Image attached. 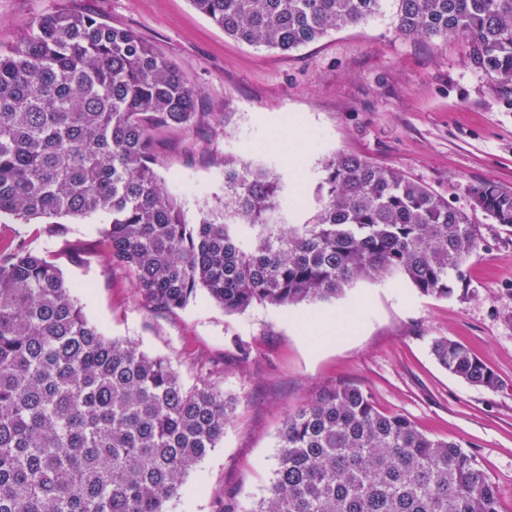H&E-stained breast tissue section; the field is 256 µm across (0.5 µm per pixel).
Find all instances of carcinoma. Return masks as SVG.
Masks as SVG:
<instances>
[{
  "label": "carcinoma",
  "instance_id": "cac0c4a2",
  "mask_svg": "<svg viewBox=\"0 0 512 512\" xmlns=\"http://www.w3.org/2000/svg\"><path fill=\"white\" fill-rule=\"evenodd\" d=\"M224 35L282 52L375 15L381 0H190ZM409 37L462 39L512 93V0H398ZM149 41L74 10L32 23L0 49V219L46 225L107 217L102 253L137 300L174 312L200 293L227 312L326 301L354 281L399 274L421 294L469 297L478 248L468 213L402 172L329 159L303 224L261 165L224 158V205L191 222L164 187L153 143L170 129L226 122ZM473 210L512 227V188L472 186ZM449 373L493 390L465 344L436 339ZM231 401L187 386L164 357L102 335L48 255L0 259V512H166L224 438ZM251 512H499L465 444L433 438L371 395L336 385L286 416L270 488Z\"/></svg>",
  "mask_w": 512,
  "mask_h": 512
}]
</instances>
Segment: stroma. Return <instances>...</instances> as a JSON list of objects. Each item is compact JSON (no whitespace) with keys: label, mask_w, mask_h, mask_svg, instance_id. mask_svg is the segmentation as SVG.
<instances>
[{"label":"stroma","mask_w":512,"mask_h":512,"mask_svg":"<svg viewBox=\"0 0 512 512\" xmlns=\"http://www.w3.org/2000/svg\"><path fill=\"white\" fill-rule=\"evenodd\" d=\"M63 9L132 28L196 89L200 111L229 113L226 124L171 130L156 146L158 172L189 219L221 206L222 161L232 156L273 169L285 221L304 223L325 162L350 154L399 169L478 226L464 300L422 295L393 274L313 304L228 313L201 293L157 314L99 250L105 216L74 221L62 238L36 224L0 223V247L53 256L103 335L134 340L168 358L186 384L206 380L232 398L223 441L168 512H219L228 499L250 512L268 493L286 415L339 383L430 436L472 446L497 486L500 512H512V229L473 211L469 193L484 181L512 187V93L475 68L462 41L402 35L396 0L291 52L225 36L190 0H0V46ZM73 250L79 262L69 259ZM439 338L469 346L496 373L497 388L441 368L430 351ZM240 344L247 359L236 355Z\"/></svg>","instance_id":"35a3bbf8"}]
</instances>
